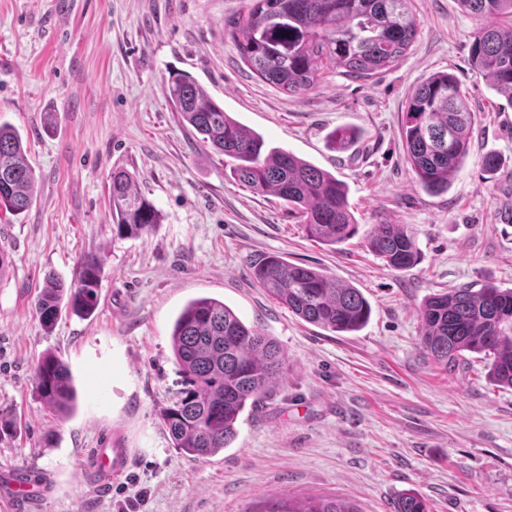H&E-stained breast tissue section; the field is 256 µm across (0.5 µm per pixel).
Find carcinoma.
<instances>
[{
  "label": "carcinoma",
  "instance_id": "obj_1",
  "mask_svg": "<svg viewBox=\"0 0 512 512\" xmlns=\"http://www.w3.org/2000/svg\"><path fill=\"white\" fill-rule=\"evenodd\" d=\"M412 0H249L246 12L229 22L240 58L267 84L298 94L317 87L322 69L332 66L349 78L369 79L401 62L418 33ZM483 20L473 34L469 62L493 89L512 102V0H458ZM171 109L201 142L224 154L231 176L256 194H273L297 212L308 237L341 244L357 231L347 185L296 155L266 143L240 124L189 74L169 73ZM474 112L456 80L436 72L408 94L401 112L406 161L417 182L431 194L448 190L470 150ZM35 175L19 132L0 124V210L20 215L34 199ZM112 230L141 236L162 223V213L135 187L126 169L112 170ZM370 248L394 270L420 259L415 229L409 224H378ZM102 275L99 259H81L78 278L66 284L45 277L33 314L53 327L63 304L91 314L97 306ZM258 284L307 323L332 333H352L368 322L372 309L361 291L323 271L268 256L255 266ZM420 344L434 360L452 367L463 353L490 360V375L512 388V289L483 285L434 293L420 305ZM171 348L183 373V387L161 410L173 447L193 460L224 452L234 441L240 415L281 376L284 353L279 343L245 324L224 301H189L174 322ZM36 390L62 413L77 399L72 372L56 356L39 358ZM268 512H353L336 500L314 499L296 508ZM395 512H427L409 492Z\"/></svg>",
  "mask_w": 512,
  "mask_h": 512
}]
</instances>
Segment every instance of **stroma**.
Listing matches in <instances>:
<instances>
[{
    "mask_svg": "<svg viewBox=\"0 0 512 512\" xmlns=\"http://www.w3.org/2000/svg\"><path fill=\"white\" fill-rule=\"evenodd\" d=\"M248 0H0V122L21 134L37 192L0 213L12 265L0 278V470L42 472L55 491L30 512H265L271 504L342 499L355 512H394L414 492L428 512H512V388L465 353L446 371L420 347L425 297L469 285L512 288V103L468 62L481 25L457 0H413L409 55L372 79L327 69L318 87L277 92L241 61L226 25ZM193 76L242 125L328 170L349 187L356 234L337 246L307 237L283 201L234 183L225 159L167 101L171 71ZM453 74L475 114L465 165L447 192L418 184L400 134L411 88ZM356 129L337 150V127ZM495 154L497 173L482 159ZM128 169L161 210L151 233L112 232L109 184ZM410 224L421 258L389 268L367 239ZM99 256V302L33 315L48 273L66 283ZM278 255L359 288L372 314L338 335L279 305L252 275ZM223 300L285 354L279 380L241 415L224 453L190 461L160 410L179 387L170 334L190 299ZM66 362L78 392L61 415L35 392L44 353ZM126 448L125 472L98 486L90 455Z\"/></svg>",
    "mask_w": 512,
    "mask_h": 512,
    "instance_id": "obj_1",
    "label": "stroma"
}]
</instances>
